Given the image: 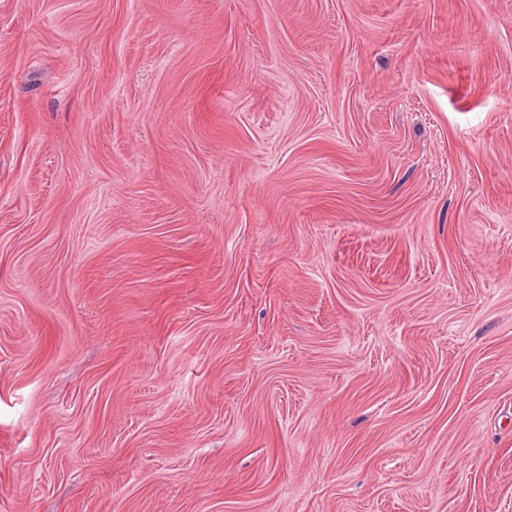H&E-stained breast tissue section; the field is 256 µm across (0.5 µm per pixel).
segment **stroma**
I'll return each instance as SVG.
<instances>
[{
    "label": "stroma",
    "mask_w": 512,
    "mask_h": 512,
    "mask_svg": "<svg viewBox=\"0 0 512 512\" xmlns=\"http://www.w3.org/2000/svg\"><path fill=\"white\" fill-rule=\"evenodd\" d=\"M0 512H512V0H0Z\"/></svg>",
    "instance_id": "1"
}]
</instances>
